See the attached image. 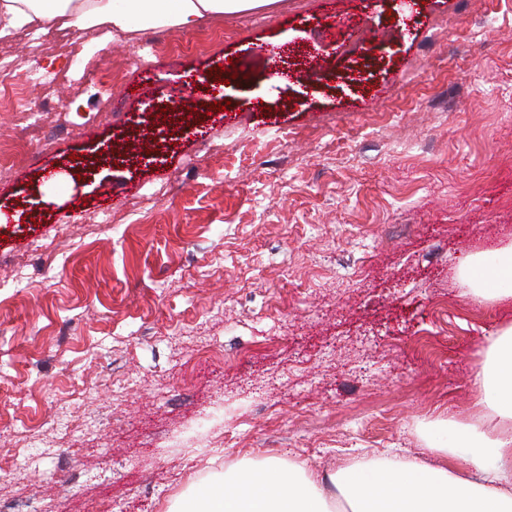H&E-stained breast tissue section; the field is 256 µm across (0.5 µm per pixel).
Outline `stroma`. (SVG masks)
I'll use <instances>...</instances> for the list:
<instances>
[{
	"label": "stroma",
	"mask_w": 512,
	"mask_h": 512,
	"mask_svg": "<svg viewBox=\"0 0 512 512\" xmlns=\"http://www.w3.org/2000/svg\"><path fill=\"white\" fill-rule=\"evenodd\" d=\"M340 8L364 34L349 79L326 0L210 16L224 39L188 63L254 60L223 119L197 88L159 158L53 186L141 119L81 74L137 82L144 31L79 30L70 114L0 172V213L43 202L0 223V502L93 512L108 491L113 512H165L245 456L327 474L480 416L469 377L512 306L479 302L456 265L512 234V0ZM261 42L315 49L318 76L275 77ZM202 344L219 360L196 365Z\"/></svg>",
	"instance_id": "stroma-1"
}]
</instances>
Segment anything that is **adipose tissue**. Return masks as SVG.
<instances>
[{"label":"adipose tissue","mask_w":512,"mask_h":512,"mask_svg":"<svg viewBox=\"0 0 512 512\" xmlns=\"http://www.w3.org/2000/svg\"><path fill=\"white\" fill-rule=\"evenodd\" d=\"M271 0H0V37L10 30L66 19L83 25L105 18L114 29L171 22L195 27L212 15L235 14ZM474 295L512 302V240L459 258ZM483 360L470 378L486 414L475 423L439 418L427 424L425 451L448 467L381 455L363 459L329 478L276 457L245 458L195 483L167 512H331L333 485L350 512H512V324L487 337Z\"/></svg>","instance_id":"obj_1"}]
</instances>
